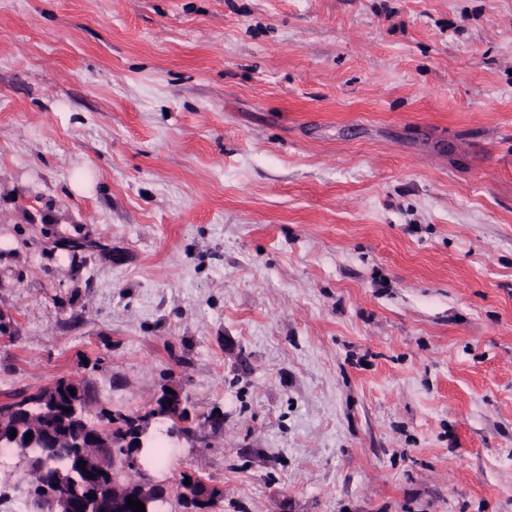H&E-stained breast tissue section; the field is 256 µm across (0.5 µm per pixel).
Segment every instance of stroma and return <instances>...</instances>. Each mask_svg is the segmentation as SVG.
Returning a JSON list of instances; mask_svg holds the SVG:
<instances>
[{"mask_svg":"<svg viewBox=\"0 0 512 512\" xmlns=\"http://www.w3.org/2000/svg\"><path fill=\"white\" fill-rule=\"evenodd\" d=\"M75 377L183 393L165 512H512V0H0V404ZM182 494L189 500L200 512H205L210 499L217 497L220 492L215 488H208L199 481H190V485L183 486Z\"/></svg>","mask_w":512,"mask_h":512,"instance_id":"1","label":"stroma"}]
</instances>
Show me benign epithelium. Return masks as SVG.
Returning a JSON list of instances; mask_svg holds the SVG:
<instances>
[{"mask_svg": "<svg viewBox=\"0 0 512 512\" xmlns=\"http://www.w3.org/2000/svg\"><path fill=\"white\" fill-rule=\"evenodd\" d=\"M75 392H70V389ZM41 403L49 406L55 414L56 421L43 427L39 433H28L24 407L13 406L7 410L0 409V447L21 454L38 445L52 444L60 437V432L72 421L84 419L88 399V388L76 378L55 382L44 388L40 393ZM184 410V400L177 391L163 393L156 407L149 413L135 418L132 426L125 428L118 443L125 448L123 465H134L142 448L150 447L147 439L148 430L153 419H165L171 422L167 430L170 437L185 434L186 420L179 417ZM16 436H10L11 430ZM31 440H26V435ZM72 448H83L90 442H102L106 449L112 448V442L97 430H76L68 436ZM83 460L77 456L72 461V468L66 472L56 470L43 459L33 463L38 480L44 485L45 493L36 499V512H131L127 497L121 492L122 484L118 480L116 464L86 462L83 468L78 462ZM139 490L136 500L145 506V512H158L160 504L165 500V490L154 483L149 476L139 479ZM94 498H89L88 494ZM183 495L200 512H205L210 499L219 495V490L209 488L199 481H192L183 486Z\"/></svg>", "mask_w": 512, "mask_h": 512, "instance_id": "obj_1", "label": "benign epithelium"}]
</instances>
